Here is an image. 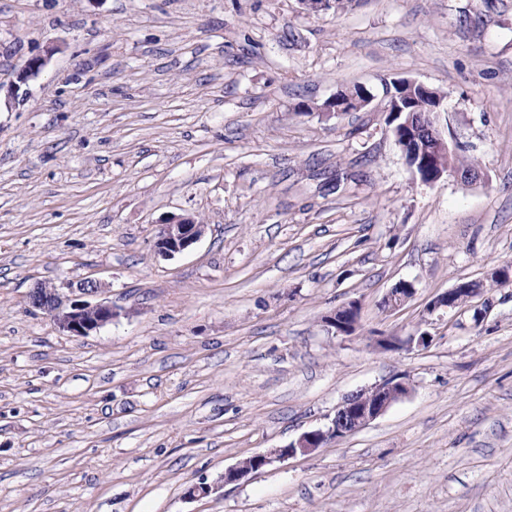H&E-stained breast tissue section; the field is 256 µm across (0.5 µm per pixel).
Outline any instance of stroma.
<instances>
[{
    "instance_id": "35a3bbf8",
    "label": "stroma",
    "mask_w": 512,
    "mask_h": 512,
    "mask_svg": "<svg viewBox=\"0 0 512 512\" xmlns=\"http://www.w3.org/2000/svg\"><path fill=\"white\" fill-rule=\"evenodd\" d=\"M51 43L0 104V512H512V284L425 312L512 263V0H0V83ZM399 77L444 94L477 184L409 169ZM185 216L203 236L163 256ZM88 279L120 311L96 333L29 304ZM402 376L358 432L188 496ZM57 46L47 47L42 54L32 57V62L28 66V62L21 67L16 73V80L9 85L0 83V103L2 99V92L4 93L5 104L10 105L16 100V91L19 87L18 83H25L31 77L37 75L40 70L47 64L49 59L58 50ZM204 228V224H197L193 218L172 219L162 225L156 246L164 255L181 253L200 239ZM458 286L459 284L430 301L427 305L428 313L430 314L440 309H453L458 306L456 298L459 293H467V299L470 301L479 296L480 290L477 288H486V285L483 283H469L466 288H458ZM360 320V306L357 302L353 301L347 305L336 308L328 315L325 316V323L331 329H334L336 334L352 335L347 331H354L355 327L359 326Z\"/></svg>"
}]
</instances>
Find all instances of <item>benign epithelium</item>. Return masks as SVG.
<instances>
[{
  "label": "benign epithelium",
  "instance_id": "benign-epithelium-1",
  "mask_svg": "<svg viewBox=\"0 0 512 512\" xmlns=\"http://www.w3.org/2000/svg\"><path fill=\"white\" fill-rule=\"evenodd\" d=\"M57 50L56 46L46 48L42 54L33 57L30 64L17 71L15 81L7 86L0 83V93L4 94L6 104L16 100L18 84L37 75ZM396 83L404 87L409 95L418 93L429 102L427 111L418 114L416 126L434 144L428 161L439 173L448 171L446 159L455 151V144L445 137L436 123V114L441 112L442 96L427 85L408 78H400ZM203 233L204 225L196 223L192 218L172 219L162 225L156 246L160 253L171 256L188 249ZM101 290L102 285L96 280H85L75 287L64 283H38L29 294V303L31 307L47 314L62 334L88 336L112 323L118 315L112 303L99 298ZM460 293L467 294V299L471 300L479 296L480 290L454 287L430 301L427 311L433 313L440 309L455 308ZM414 294L415 288L411 283L401 282L387 293L383 307L396 310ZM359 320L360 306L355 301L325 316L327 326L344 335L355 330ZM410 390L409 382L403 377L386 379L368 389H360L336 408L333 418L325 427L305 432L285 447L273 448L239 461L224 469L223 476L217 482L209 483L202 479L189 487L188 494L194 498H206L225 485L239 483L260 473L275 460H285L298 454L307 455L328 443L343 439L384 414L392 404L406 397Z\"/></svg>",
  "mask_w": 512,
  "mask_h": 512
}]
</instances>
